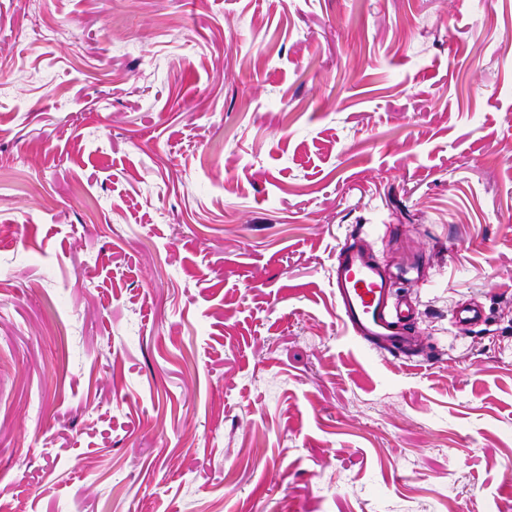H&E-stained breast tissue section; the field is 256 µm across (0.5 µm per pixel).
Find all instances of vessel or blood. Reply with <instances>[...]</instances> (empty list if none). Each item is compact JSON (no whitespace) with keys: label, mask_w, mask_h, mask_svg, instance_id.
I'll return each instance as SVG.
<instances>
[{"label":"vessel or blood","mask_w":512,"mask_h":512,"mask_svg":"<svg viewBox=\"0 0 512 512\" xmlns=\"http://www.w3.org/2000/svg\"><path fill=\"white\" fill-rule=\"evenodd\" d=\"M329 283L340 320L361 345L395 357L411 355L410 305L396 295L391 277L360 242L340 247Z\"/></svg>","instance_id":"obj_1"}]
</instances>
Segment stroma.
<instances>
[{"label":"stroma","instance_id":"1","mask_svg":"<svg viewBox=\"0 0 512 512\" xmlns=\"http://www.w3.org/2000/svg\"><path fill=\"white\" fill-rule=\"evenodd\" d=\"M0 506L512 512V0H0ZM352 240L337 251L336 268L329 275L338 316L362 346L409 357L410 304L395 294L392 276L382 271L362 241Z\"/></svg>","mask_w":512,"mask_h":512}]
</instances>
